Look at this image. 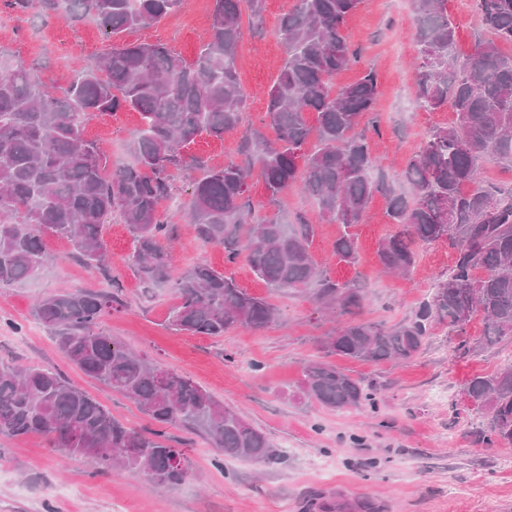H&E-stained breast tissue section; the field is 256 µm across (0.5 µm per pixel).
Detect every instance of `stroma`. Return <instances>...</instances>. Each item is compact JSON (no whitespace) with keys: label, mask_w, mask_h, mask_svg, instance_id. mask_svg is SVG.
<instances>
[{"label":"stroma","mask_w":512,"mask_h":512,"mask_svg":"<svg viewBox=\"0 0 512 512\" xmlns=\"http://www.w3.org/2000/svg\"><path fill=\"white\" fill-rule=\"evenodd\" d=\"M294 5L295 0H264L261 17L243 23L237 69L249 97L241 128L259 131L269 141L277 134L266 117V92L285 57L278 21ZM213 9L214 0H183L161 22L109 38L90 20L20 21L0 5V54L52 88L62 86L74 71L94 65L113 44H161L190 61L209 39ZM447 9L462 61L486 32L475 0H447ZM345 33L360 54L334 84L340 87L375 74L374 124L381 132L373 140L376 173L408 192L404 174L426 134L454 120L449 110L425 112L415 105L413 2L362 0L348 18ZM141 126L139 112L124 108L90 120L84 137L109 163L131 165L132 138ZM240 140V133L221 139L203 134L181 153L185 159L221 167L241 162ZM173 183L174 198L160 209L172 226L173 240L166 246L171 276L180 277L198 262H207L249 295L272 304L277 321L262 329L240 326L221 337L189 335L170 326L172 293L164 285L145 296L127 264L131 233L116 217L104 227L111 279L79 262L70 242L50 237L49 261L41 276L0 289V360L52 367L127 427L150 428L130 399L88 378L70 362L33 315L38 298L63 288L116 290L119 304L103 316V330L237 411L271 439L278 459L269 465L223 460L204 436L172 426L171 443L186 449L190 469L182 484L160 489L126 470L103 473L83 459H62L36 434L0 436V512H323V505L355 501L376 505L378 512H512V446L475 442L460 412L468 379L512 363V337L490 347L480 345L484 325L476 318L465 332L471 351L461 358L453 355L456 337L441 328L434 329L421 352L408 360L372 363L329 353L327 338L346 323V316L323 309L314 289L277 290L245 261L227 263L223 248L196 239L183 222L181 205L192 191L186 173L175 172ZM246 194L255 220L277 215L288 224L300 218L314 222L311 252L333 280L361 288V321L389 327L406 321L454 261L447 243L420 244L409 279L384 274L377 251L394 226L381 195L374 197L361 223L346 228L317 222L316 207L301 188L273 198L255 177ZM346 231L357 246L353 265L337 262L331 253L336 238ZM314 362L336 365L359 380L374 404L340 412L290 399L305 367Z\"/></svg>","instance_id":"35a3bbf8"}]
</instances>
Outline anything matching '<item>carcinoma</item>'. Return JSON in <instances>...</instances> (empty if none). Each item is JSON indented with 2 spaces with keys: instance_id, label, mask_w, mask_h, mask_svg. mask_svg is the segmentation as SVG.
Listing matches in <instances>:
<instances>
[{
  "instance_id": "carcinoma-1",
  "label": "carcinoma",
  "mask_w": 512,
  "mask_h": 512,
  "mask_svg": "<svg viewBox=\"0 0 512 512\" xmlns=\"http://www.w3.org/2000/svg\"><path fill=\"white\" fill-rule=\"evenodd\" d=\"M476 2L493 39L460 63L446 0H413L416 99L429 112L451 108L455 122L431 131L410 161V196L374 176L372 142L359 131L374 108L375 75L334 88L356 57L344 25L361 0H296L280 19L286 58L266 92L278 144L246 132L245 159L221 168L186 161L181 147L203 132L222 138L239 129L247 99L236 69L242 16L246 10L260 17L264 0H215L210 40L190 62L162 45H118L95 67L75 71L59 93L0 56V288L41 273L48 234L68 240L89 266L110 272L103 225L114 214L133 236L127 262L144 288L170 281L164 242L171 227L159 211L171 195L170 170L189 167L199 177L184 212L198 239L223 248L229 263L244 259L273 288H314L318 301L354 313L361 288L334 281L318 267L310 253L313 225L294 227L275 216L254 220L245 188L256 172L274 197L300 185L318 219L346 228L360 223L374 194H383L397 225L378 250L387 272L409 276L418 243L446 241L455 250L448 277L411 319L393 327L348 323L329 337L332 352L368 362L410 359L434 328L462 336L476 317L484 324L482 344L512 336V188L499 189L480 176L483 162L512 165V58L498 47L512 43V0ZM181 3L4 0L19 19L93 18L108 37L158 23ZM126 107L143 122L133 142L136 163L112 167L84 138V127L96 114ZM313 129L318 146L306 155L302 147ZM333 255L356 262L350 234L336 239ZM172 288L169 323L189 334L222 336L277 319L271 304L205 262L173 280ZM114 302L106 291L64 290L39 300L34 313L85 375L133 401L154 428H128L50 367L0 361V436L40 434L64 458L81 457L100 471L124 469L164 488L180 485L187 474L185 451L167 436L171 426L206 436L226 458L259 464L277 458L267 435L236 411L107 335L101 318ZM463 391L475 441L512 445V363L471 378ZM298 394L336 411L372 400L360 381L328 363L307 366Z\"/></svg>"
}]
</instances>
